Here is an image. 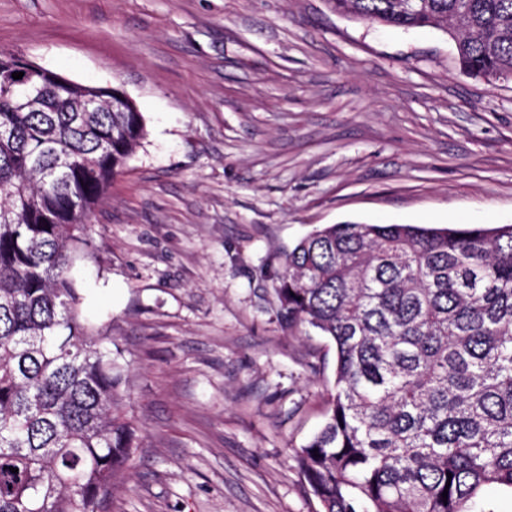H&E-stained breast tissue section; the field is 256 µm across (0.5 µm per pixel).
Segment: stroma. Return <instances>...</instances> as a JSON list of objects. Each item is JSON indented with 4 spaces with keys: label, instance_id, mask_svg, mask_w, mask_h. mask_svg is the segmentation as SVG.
Returning a JSON list of instances; mask_svg holds the SVG:
<instances>
[{
    "label": "stroma",
    "instance_id": "stroma-1",
    "mask_svg": "<svg viewBox=\"0 0 512 512\" xmlns=\"http://www.w3.org/2000/svg\"><path fill=\"white\" fill-rule=\"evenodd\" d=\"M1 49L146 122L71 271L141 429L108 512H320L295 451L336 352L273 274L326 224H512V80L328 0H0Z\"/></svg>",
    "mask_w": 512,
    "mask_h": 512
}]
</instances>
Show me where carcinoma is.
I'll use <instances>...</instances> for the list:
<instances>
[{
  "mask_svg": "<svg viewBox=\"0 0 512 512\" xmlns=\"http://www.w3.org/2000/svg\"><path fill=\"white\" fill-rule=\"evenodd\" d=\"M329 3L442 28L463 72L512 79V0ZM16 68L0 50V512H106L138 427L70 272L145 118L112 111L106 87ZM274 283L288 330L336 349L325 422L296 452L321 512H484V486L512 490L511 224H329Z\"/></svg>",
  "mask_w": 512,
  "mask_h": 512,
  "instance_id": "1",
  "label": "carcinoma"
}]
</instances>
